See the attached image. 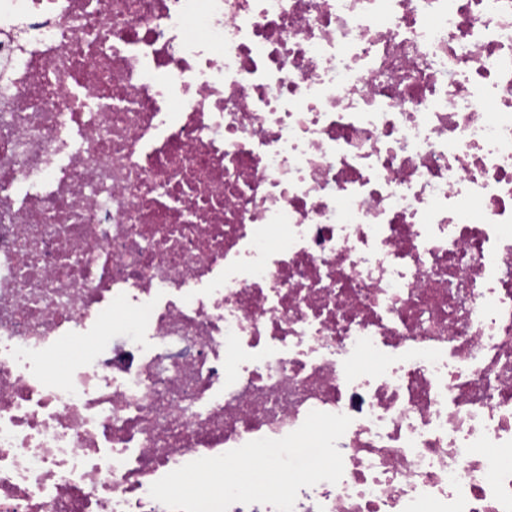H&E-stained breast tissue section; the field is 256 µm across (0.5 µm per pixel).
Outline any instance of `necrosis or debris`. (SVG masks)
<instances>
[{
  "mask_svg": "<svg viewBox=\"0 0 512 512\" xmlns=\"http://www.w3.org/2000/svg\"><path fill=\"white\" fill-rule=\"evenodd\" d=\"M313 410L293 512H512V0H0V512Z\"/></svg>",
  "mask_w": 512,
  "mask_h": 512,
  "instance_id": "obj_1",
  "label": "necrosis or debris"
}]
</instances>
